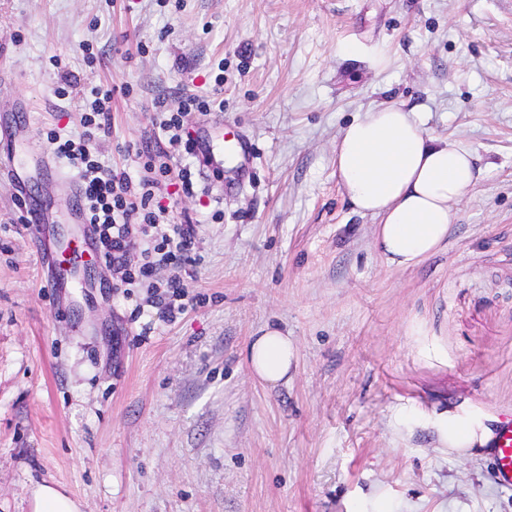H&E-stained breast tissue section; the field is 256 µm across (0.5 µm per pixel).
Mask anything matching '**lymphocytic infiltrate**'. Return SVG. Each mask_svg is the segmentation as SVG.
<instances>
[{"mask_svg":"<svg viewBox=\"0 0 512 512\" xmlns=\"http://www.w3.org/2000/svg\"><path fill=\"white\" fill-rule=\"evenodd\" d=\"M93 101L81 117L84 128L79 140H63L48 133L55 154L78 173L83 206L104 250L105 263L125 266L133 250H141L145 261L129 278L150 282L157 267L173 261H190L195 245L193 225L177 222L168 208L155 206L158 192L166 185L171 169L162 152L144 150L138 177L102 164L95 152L99 133L109 132L112 91L94 88Z\"/></svg>","mask_w":512,"mask_h":512,"instance_id":"lymphocytic-infiltrate-1","label":"lymphocytic infiltrate"}]
</instances>
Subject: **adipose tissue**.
Returning a JSON list of instances; mask_svg holds the SVG:
<instances>
[{
  "label": "adipose tissue",
  "instance_id": "1",
  "mask_svg": "<svg viewBox=\"0 0 512 512\" xmlns=\"http://www.w3.org/2000/svg\"><path fill=\"white\" fill-rule=\"evenodd\" d=\"M336 176L355 213L375 217L372 240L386 264L416 267L446 242L458 205L482 169L472 150L428 132L419 113L397 104L365 112L344 126L335 152ZM294 340L266 326L249 341L251 375L269 385L287 379Z\"/></svg>",
  "mask_w": 512,
  "mask_h": 512
}]
</instances>
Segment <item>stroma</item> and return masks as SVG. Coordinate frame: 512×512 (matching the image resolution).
Here are the masks:
<instances>
[{
	"label": "stroma",
	"instance_id": "stroma-1",
	"mask_svg": "<svg viewBox=\"0 0 512 512\" xmlns=\"http://www.w3.org/2000/svg\"><path fill=\"white\" fill-rule=\"evenodd\" d=\"M0 72L46 216L31 238L0 174V512L44 482L81 512H512L484 449L438 434L512 415V0H0ZM97 85L98 157L133 175L155 100L209 105L185 118L195 153L168 148L197 193L165 203L196 243L156 272L185 284L164 320L105 263L53 288L39 261L69 209L38 176L45 134L78 135ZM389 103L485 169L447 246L405 271L334 164L340 129ZM268 325L297 345L274 388L244 360Z\"/></svg>",
	"mask_w": 512,
	"mask_h": 512
}]
</instances>
